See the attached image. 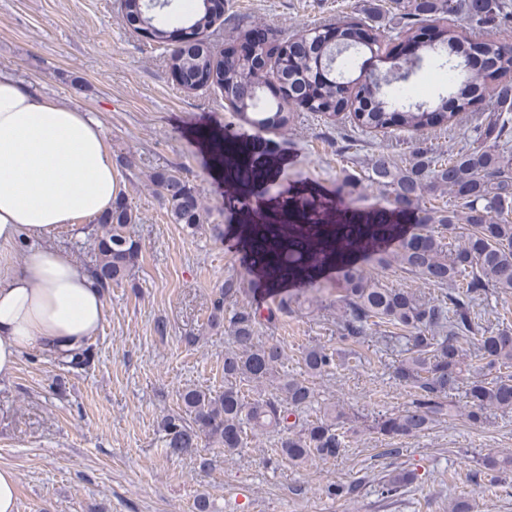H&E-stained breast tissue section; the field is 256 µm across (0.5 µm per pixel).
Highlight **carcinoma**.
I'll return each instance as SVG.
<instances>
[{
  "mask_svg": "<svg viewBox=\"0 0 512 512\" xmlns=\"http://www.w3.org/2000/svg\"><path fill=\"white\" fill-rule=\"evenodd\" d=\"M394 10L407 16L402 34L417 56L432 69L448 76V86L438 87L429 98L404 97L402 80L379 81L362 61L341 71L329 68L332 50L352 45L356 55L374 65L384 64V73L394 64L381 53L379 27L367 20L338 22L309 29L303 35L282 41L267 31L250 29L240 36L241 50L217 55L201 37L215 22L203 0L178 4L173 13L160 18L151 13L147 0H122L126 23L146 33L168 53V66L178 84L195 90L200 82L217 89L237 116L259 130L284 127L290 120L285 104L295 105L327 118L348 111L361 129L398 126L423 130L444 126L460 112L472 111L486 97L496 99V111L512 112V46L497 40L490 30L512 18L509 0H391ZM460 23L448 25V17ZM484 28L488 33L472 39L469 32ZM479 54L485 66L471 77L460 66ZM479 146L450 150L448 154L415 146L404 165L381 156L364 176L347 173L343 190L361 197L369 187L381 191L398 207L420 203L431 192L448 191L451 206L423 210L421 224L433 230L419 231L399 239L395 250L374 252L376 264L398 265L433 285L461 286L463 296L448 295V301L420 302L403 288H386L358 269L348 257L336 262V292L340 302L339 341L343 349L311 345L302 354L304 375L278 376L283 358L277 343L259 340V328H277L292 311V302L282 297L260 308L237 306L245 288L232 276L224 280L211 302L209 323L227 325L234 349L224 354V391L187 388L180 393V412L163 423L166 447L179 456L197 447L203 437L226 453L247 444V425L271 427L280 432L279 454L293 465L309 460H336L347 450L341 411L325 412L305 423H290L293 412L311 405L313 390L308 378L333 367L360 361L357 347L364 344L373 326L394 329V338L404 342L403 358L393 371L399 384L410 389L411 400L399 414L383 415L374 429L389 440L420 436L448 412L449 391L462 372L461 343L474 334L471 309L473 295L493 290L512 294V153L508 151L506 123L491 115L479 131ZM156 191L166 200L172 220L196 228L202 206L185 179L159 170L151 176ZM134 218L125 200L117 198L112 208L97 219L92 279L103 291L119 284L137 264L141 248L128 231ZM465 233L455 235L460 225ZM255 264L266 272L261 282L270 287L288 277L316 279L321 257H332L339 240L351 239L349 224L337 227V237L307 240L293 238L275 243L278 230L270 224H246ZM486 370L496 372L490 381L476 377L467 382V419L477 425L491 411H512V334L501 331L478 339ZM62 365L82 369L94 358L93 346L84 343L60 354ZM269 384L273 391L248 401L242 384ZM417 479L410 471L388 477L383 492L389 496Z\"/></svg>",
  "mask_w": 512,
  "mask_h": 512,
  "instance_id": "1",
  "label": "carcinoma"
}]
</instances>
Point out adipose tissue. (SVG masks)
Returning a JSON list of instances; mask_svg holds the SVG:
<instances>
[{
    "label": "adipose tissue",
    "instance_id": "adipose-tissue-1",
    "mask_svg": "<svg viewBox=\"0 0 512 512\" xmlns=\"http://www.w3.org/2000/svg\"><path fill=\"white\" fill-rule=\"evenodd\" d=\"M119 190L91 113L0 74V378L22 352L77 347L104 322L103 291L53 236L107 211ZM21 241L18 264L9 251Z\"/></svg>",
    "mask_w": 512,
    "mask_h": 512
}]
</instances>
